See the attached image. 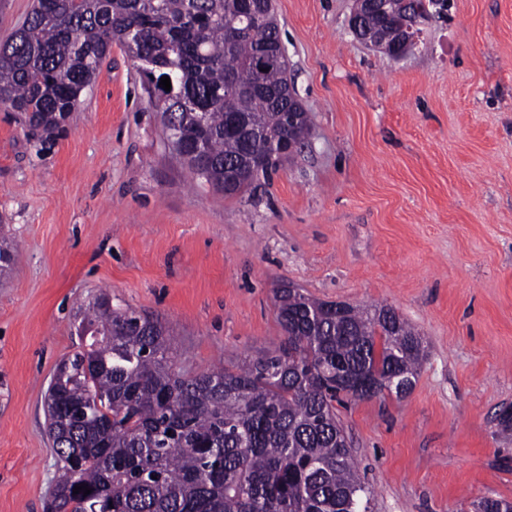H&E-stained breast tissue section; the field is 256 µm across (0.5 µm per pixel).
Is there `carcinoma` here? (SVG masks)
I'll return each mask as SVG.
<instances>
[{
	"mask_svg": "<svg viewBox=\"0 0 512 512\" xmlns=\"http://www.w3.org/2000/svg\"><path fill=\"white\" fill-rule=\"evenodd\" d=\"M401 2L364 5L362 28L385 26ZM114 42L139 63L163 131L194 144L182 158L190 175L215 192L241 196L307 146L310 117L287 57L254 66L262 47L281 43L273 0H34L0 43V106L41 144L54 140ZM283 137L296 151L250 170ZM108 302L88 305L85 344L47 390L62 462L47 512H368L336 404L342 382L367 374L384 384L361 400L398 395L400 381L412 389L426 345L395 310L349 304L338 317L334 303L279 287L285 341L191 375L166 325ZM80 485L91 493H73ZM477 512H512V502L487 498Z\"/></svg>",
	"mask_w": 512,
	"mask_h": 512,
	"instance_id": "cac0c4a2",
	"label": "carcinoma"
}]
</instances>
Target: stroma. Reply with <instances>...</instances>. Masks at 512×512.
<instances>
[{
	"mask_svg": "<svg viewBox=\"0 0 512 512\" xmlns=\"http://www.w3.org/2000/svg\"><path fill=\"white\" fill-rule=\"evenodd\" d=\"M351 0H274L308 146L244 197L192 182L120 44L41 145L0 107V512H44L48 382L100 293L159 318L189 374L285 335L274 292L393 308L425 339L412 390L338 406L369 512L512 501V0H448L400 60Z\"/></svg>",
	"mask_w": 512,
	"mask_h": 512,
	"instance_id": "35a3bbf8",
	"label": "stroma"
}]
</instances>
